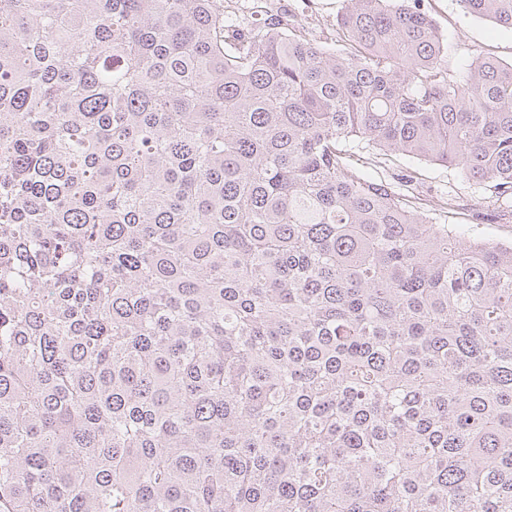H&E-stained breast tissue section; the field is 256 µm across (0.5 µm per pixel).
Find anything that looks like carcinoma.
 <instances>
[{
    "mask_svg": "<svg viewBox=\"0 0 512 512\" xmlns=\"http://www.w3.org/2000/svg\"><path fill=\"white\" fill-rule=\"evenodd\" d=\"M512 30V0H455ZM0 0V512H512V62L408 0ZM228 16L240 26L258 25L270 11L285 13L306 38L322 41L332 32L343 0H224ZM350 159L366 175L423 200L427 210L438 209L443 196L453 198L460 215L446 223L464 224L473 236L512 242V197H497L487 187L465 179L456 169L433 165L402 154L376 155L348 144ZM411 176L412 181H409ZM458 217V218H457ZM464 217V222H456Z\"/></svg>",
    "mask_w": 512,
    "mask_h": 512,
    "instance_id": "1",
    "label": "carcinoma"
}]
</instances>
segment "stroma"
Wrapping results in <instances>:
<instances>
[{"mask_svg": "<svg viewBox=\"0 0 512 512\" xmlns=\"http://www.w3.org/2000/svg\"><path fill=\"white\" fill-rule=\"evenodd\" d=\"M229 17L242 26L258 25L272 11L285 13L306 38L319 41L333 29L343 0H224ZM448 43L446 59L454 75H464L472 59L492 56L512 60V32L464 14L455 0H418ZM350 159L366 175L418 197L436 210L442 197L453 198L464 219L465 233L512 242V197L495 196L487 187L465 179L457 170L402 154L376 155L352 148Z\"/></svg>", "mask_w": 512, "mask_h": 512, "instance_id": "35a3bbf8", "label": "stroma"}]
</instances>
